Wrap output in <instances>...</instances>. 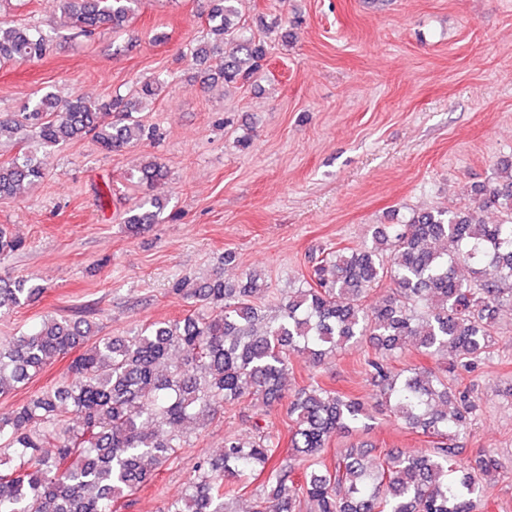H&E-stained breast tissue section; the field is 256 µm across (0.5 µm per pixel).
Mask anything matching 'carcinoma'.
<instances>
[{
	"instance_id": "cac0c4a2",
	"label": "carcinoma",
	"mask_w": 512,
	"mask_h": 512,
	"mask_svg": "<svg viewBox=\"0 0 512 512\" xmlns=\"http://www.w3.org/2000/svg\"><path fill=\"white\" fill-rule=\"evenodd\" d=\"M58 2L66 26L90 36L102 26L121 30L138 0ZM238 2L212 0L206 40L189 48L198 66L213 55L222 58L217 72L198 71L203 85H243L263 69L267 43L247 34ZM230 40L235 47L228 53ZM49 50L41 29L0 24V62L37 60ZM160 87V80H146L128 97L97 103L79 94L62 99L51 90L37 92L0 120V136L7 132L23 144L0 162V198L43 180L41 151L88 138L113 151L154 136L132 114ZM112 112L127 121L105 122ZM506 168V176L474 188L472 202L454 211L423 210L401 224H379L371 245L312 258L310 278L276 298L272 315L265 309L271 290L260 275L231 284L220 270L203 283L189 276L173 282L174 294L195 303L182 320L98 337L85 320L51 316L0 342V395L83 348L61 383L0 413V512H116L115 505L153 482L186 447L187 425L243 402L265 408L279 402L293 355L318 369L338 349L364 344L374 348L364 364L377 404L433 439V447L389 453L374 464L350 448L327 466L330 439L364 426L369 407L313 376L290 403L294 426L286 456L279 454V434L254 422L250 440L224 438L222 458L200 462L182 495L159 512H237L234 500L246 481L261 475L250 512H301L304 504L307 512H476L492 460L478 461L480 478L469 472L448 478L457 456L448 437L470 424L476 410L471 390L453 389L446 374L394 362L415 352L467 367L490 353L502 307L512 305V163ZM165 177L155 160L132 175L141 185ZM491 208L502 210L504 219L488 224L478 217ZM164 209L157 198L129 208L127 231L159 223ZM21 247L0 228V257ZM463 265L471 278L461 276ZM382 281L391 288L365 304ZM42 290L23 278L0 285V315ZM303 460L297 482L295 465Z\"/></svg>"
}]
</instances>
